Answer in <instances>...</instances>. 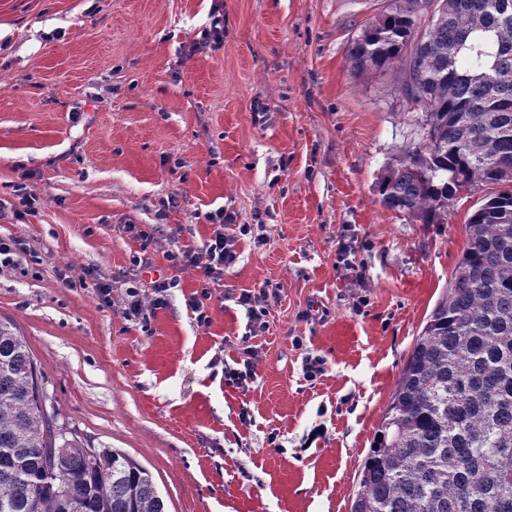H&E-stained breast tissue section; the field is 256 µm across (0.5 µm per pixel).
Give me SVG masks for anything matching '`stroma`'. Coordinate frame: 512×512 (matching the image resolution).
<instances>
[{
	"label": "stroma",
	"instance_id": "1",
	"mask_svg": "<svg viewBox=\"0 0 512 512\" xmlns=\"http://www.w3.org/2000/svg\"><path fill=\"white\" fill-rule=\"evenodd\" d=\"M391 3L0 0V237L31 247L0 269V317L65 430L134 457L168 512H350L467 246L487 186L460 193L444 224L380 203L424 115L399 67L357 70L349 47ZM216 17L223 47L191 53ZM20 184L37 198L21 222ZM171 195L178 208L163 210ZM217 209L252 233L200 326L197 275L164 254L201 247ZM128 224L155 231L151 278L180 282L143 323L123 314L142 249ZM262 288L278 297L260 329L238 297ZM247 346L252 379L226 384ZM310 357L325 362L313 379Z\"/></svg>",
	"mask_w": 512,
	"mask_h": 512
}]
</instances>
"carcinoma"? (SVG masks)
Segmentation results:
<instances>
[{"label":"carcinoma","mask_w":512,"mask_h":512,"mask_svg":"<svg viewBox=\"0 0 512 512\" xmlns=\"http://www.w3.org/2000/svg\"><path fill=\"white\" fill-rule=\"evenodd\" d=\"M360 70L400 65L421 140L379 182L381 204L448 223L464 190L494 186L414 342L350 512H512V0H442L420 25L393 0L349 48ZM28 343L0 320V512H167L128 454L77 438L46 409Z\"/></svg>","instance_id":"obj_1"}]
</instances>
